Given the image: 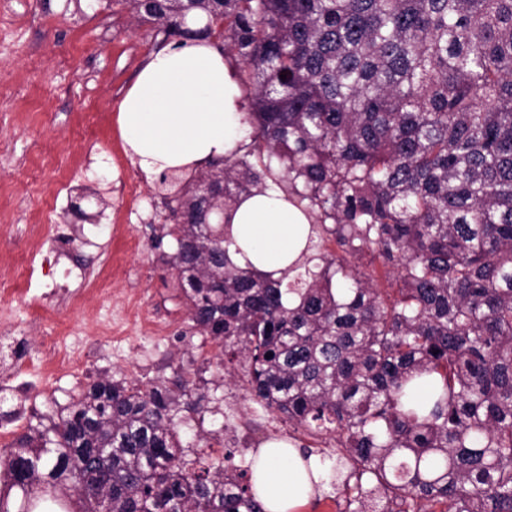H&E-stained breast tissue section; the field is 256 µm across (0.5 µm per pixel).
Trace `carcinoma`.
<instances>
[{"label":"carcinoma","mask_w":512,"mask_h":512,"mask_svg":"<svg viewBox=\"0 0 512 512\" xmlns=\"http://www.w3.org/2000/svg\"><path fill=\"white\" fill-rule=\"evenodd\" d=\"M137 16L176 48L223 21L248 100L222 168L159 176L175 194L151 244L174 241L192 328L242 357L266 410L336 442L345 512H512V0H152ZM269 186L314 232L276 280L231 262L218 216ZM189 396L98 378L0 454V512L50 489L83 512H265L255 461L186 459Z\"/></svg>","instance_id":"obj_1"}]
</instances>
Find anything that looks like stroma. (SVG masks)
<instances>
[{
	"mask_svg": "<svg viewBox=\"0 0 512 512\" xmlns=\"http://www.w3.org/2000/svg\"><path fill=\"white\" fill-rule=\"evenodd\" d=\"M162 39L122 0H0V280L14 285L0 293V327L34 355L56 332L62 348L86 354L73 376L35 371L7 383L0 410L28 407L18 436L104 373L143 389L185 382L202 400L201 410L179 413L188 458L229 452L241 466L250 458L242 435L261 445L286 434L296 444L302 433L250 395L242 359L221 364L192 329L175 271L151 246L163 191L125 154L117 117ZM100 273L110 294L87 289ZM55 286L82 291V305L50 299ZM130 303L146 322L97 345L99 327Z\"/></svg>",
	"mask_w": 512,
	"mask_h": 512,
	"instance_id": "stroma-1",
	"label": "stroma"
}]
</instances>
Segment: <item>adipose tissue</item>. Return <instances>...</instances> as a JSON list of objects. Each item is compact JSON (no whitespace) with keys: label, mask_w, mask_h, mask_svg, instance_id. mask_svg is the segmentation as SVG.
<instances>
[{"label":"adipose tissue","mask_w":512,"mask_h":512,"mask_svg":"<svg viewBox=\"0 0 512 512\" xmlns=\"http://www.w3.org/2000/svg\"><path fill=\"white\" fill-rule=\"evenodd\" d=\"M243 95L223 54L204 41L153 55L118 113L123 145L148 175L194 170L229 156L240 139ZM311 232L306 216L276 188L254 193L234 211L230 234L239 266L280 277L301 257ZM255 491L265 512H296L326 472L317 458L269 440L257 451Z\"/></svg>","instance_id":"1"}]
</instances>
